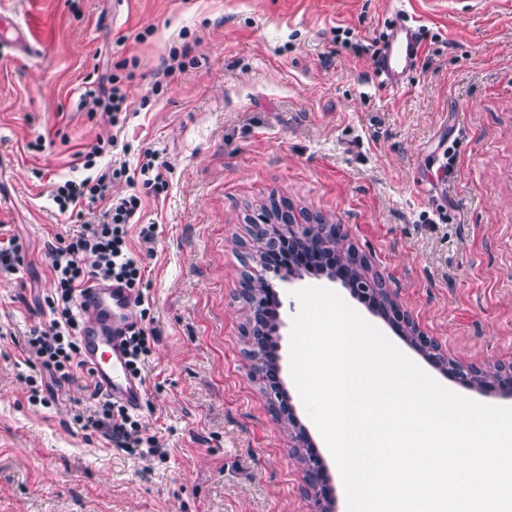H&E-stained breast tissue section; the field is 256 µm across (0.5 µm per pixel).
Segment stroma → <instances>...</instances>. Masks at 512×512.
I'll list each match as a JSON object with an SVG mask.
<instances>
[{"instance_id":"1","label":"stroma","mask_w":512,"mask_h":512,"mask_svg":"<svg viewBox=\"0 0 512 512\" xmlns=\"http://www.w3.org/2000/svg\"><path fill=\"white\" fill-rule=\"evenodd\" d=\"M33 47L0 33V225L28 259L0 276V512H304L288 428L246 365L239 269L269 200L341 225L368 274L459 364L512 361V6L503 0H0ZM422 35L400 86L365 45ZM186 69L164 76L171 47ZM128 87L121 131L87 91ZM117 134L154 151L169 187L141 188L129 243L154 344L139 410L165 458L85 430V374L32 405L24 346L47 320L54 182ZM153 228L144 242L142 226ZM277 282L280 380L311 427L289 364L295 290Z\"/></svg>"}]
</instances>
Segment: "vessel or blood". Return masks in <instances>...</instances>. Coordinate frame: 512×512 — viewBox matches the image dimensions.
Instances as JSON below:
<instances>
[{
	"label": "vessel or blood",
	"mask_w": 512,
	"mask_h": 512,
	"mask_svg": "<svg viewBox=\"0 0 512 512\" xmlns=\"http://www.w3.org/2000/svg\"><path fill=\"white\" fill-rule=\"evenodd\" d=\"M410 28L396 29L382 62L380 73L393 85L400 84L410 63L420 54V46ZM81 302L85 308L87 330L82 338L84 360L103 392L137 406L145 391L143 381L131 378L120 348L121 334L130 308L124 292L116 287L86 288Z\"/></svg>",
	"instance_id": "1"
}]
</instances>
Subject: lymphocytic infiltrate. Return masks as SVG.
Masks as SVG:
<instances>
[{
	"label": "lymphocytic infiltrate",
	"mask_w": 512,
	"mask_h": 512,
	"mask_svg": "<svg viewBox=\"0 0 512 512\" xmlns=\"http://www.w3.org/2000/svg\"><path fill=\"white\" fill-rule=\"evenodd\" d=\"M117 146L114 136L99 138L96 147L80 157L88 177L57 182L52 190V200L62 212L76 209L84 199L101 206L94 220L56 234L51 250L56 289L46 301L50 319L43 327L31 330L27 339L30 358L35 360L40 373L55 384L71 380L75 371L85 367L81 358L85 315L80 294L86 284H115L124 288L134 305L144 301L141 266L128 246L129 228L139 224L142 210V199L135 187L141 182L150 185L155 194L166 192L169 167L158 161L156 155L147 153L136 166L111 164L96 170L97 158ZM118 178L126 180L130 192L116 198L111 185ZM92 397L93 410L75 414L76 423L100 430L114 447L127 453L142 457L162 455L155 437L147 435L145 425L125 406L113 402L97 388L93 389Z\"/></svg>",
	"instance_id": "f902f5d3"
}]
</instances>
